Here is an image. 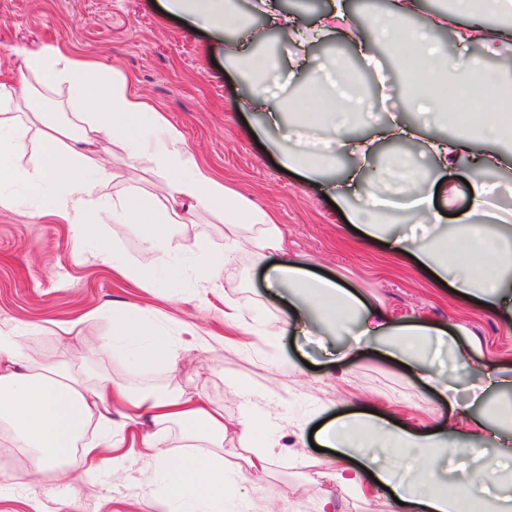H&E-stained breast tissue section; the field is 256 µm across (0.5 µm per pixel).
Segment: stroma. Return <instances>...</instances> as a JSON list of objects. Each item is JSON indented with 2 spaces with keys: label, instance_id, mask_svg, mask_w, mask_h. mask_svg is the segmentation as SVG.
Instances as JSON below:
<instances>
[{
  "label": "stroma",
  "instance_id": "1",
  "mask_svg": "<svg viewBox=\"0 0 512 512\" xmlns=\"http://www.w3.org/2000/svg\"><path fill=\"white\" fill-rule=\"evenodd\" d=\"M237 2L250 19L242 36L253 48L280 53L289 46L286 33L253 13V0ZM242 36L193 31L157 0H0V80L23 73L21 48L51 44L92 58L104 71L119 69L130 76L135 91L166 113L204 164L275 211L289 249L316 273L337 278L398 323L437 321L449 330L464 324L482 339L485 359L512 356V325L445 292L411 262L395 261L384 243L351 242L344 214L324 198L328 176L306 181L283 166V153L294 150L297 139L267 129L261 114L243 111L248 70L243 61L232 63L224 55L225 43ZM308 51L317 59L338 51L356 61L357 76L372 93L395 98L405 93L402 83L388 81L389 72L400 66L389 52L367 66L336 35ZM141 233L136 224H103L98 241L77 256L71 224L36 201L19 213L0 209V331L19 333L28 348L52 363L89 358L90 349L111 332L108 308L115 300L165 320L172 334L179 323L194 325L208 334L209 343L184 353L174 371L146 368L129 356L103 355L90 359V366L136 389L175 386L202 397L222 408L231 426L249 412L268 417L271 428L255 434L256 440L276 445L265 475L251 476L250 447L236 431L224 439L254 512H318L326 498L334 512H395L382 492L344 491L326 453L313 448L310 431L335 412L375 407L409 426L431 427L447 418L448 404L414 371L381 356L329 362L324 346L348 343L350 334L318 341L287 332L252 335V328L278 324L288 303L267 288L264 268L253 267L248 255L224 274L217 293L197 296L193 276H186L184 296L177 301L164 285L117 274L102 249L118 247L131 264L143 266ZM228 299L242 305L240 327L224 322ZM91 311L96 317L80 336L57 338L58 328ZM30 468L23 451L0 447V474L24 478L0 493V512H34L36 501L44 512H160L159 502L167 496L162 476L145 469L133 448L111 475L64 480L50 490Z\"/></svg>",
  "mask_w": 512,
  "mask_h": 512
}]
</instances>
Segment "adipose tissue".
I'll list each match as a JSON object with an SVG mask.
<instances>
[{"mask_svg": "<svg viewBox=\"0 0 512 512\" xmlns=\"http://www.w3.org/2000/svg\"><path fill=\"white\" fill-rule=\"evenodd\" d=\"M450 12L425 11L421 0H390L385 10L368 16L373 29L364 38L351 22L347 0H336L316 25L300 28L279 0H255L254 8L273 27L289 32L292 68L308 75L297 99L273 98L266 83L277 70L274 58L233 44L227 56L247 63L254 75L245 104L262 113L268 127L279 128L284 116L314 139L319 149L301 156L284 154L283 164L309 180L339 158L354 166L327 185L328 192L362 240L384 238L388 252L427 268L436 283L449 284L488 312L512 322V237L501 232L503 221L490 201L492 187L480 180L483 172L512 171V150L501 149L507 131L494 110L479 105L480 90L492 77L487 58L504 56L512 48V0H450ZM169 13L201 23L220 33L232 26L244 30L247 21L233 0H165ZM452 27L453 41L445 45L434 33ZM341 34L364 60L386 47L403 63L408 105L425 117L411 126L398 116L380 124L367 119L378 111V99L359 93L341 61H313L306 43ZM479 44L481 55L460 71H452L456 49ZM26 72L19 81L0 83V186L23 184L31 197L72 224L75 249L97 240V223L109 216L116 224L142 227V253L148 276L170 279L191 266L203 292L219 288L222 273L232 267L241 245H248L254 266L265 268L271 285L288 294V325L295 334L310 335L314 325L332 331L355 321L358 333L381 339L380 353L412 368L442 401L454 403L455 390L419 357L430 339H447L438 323L395 322L378 306L339 282L312 273L289 251L274 213L225 185L197 160L179 130L149 99L132 90L118 71L104 73L99 64L55 45L24 58ZM65 89L74 119L58 123L35 104L44 92ZM471 107L474 124L491 150L473 153L469 139L441 134L438 123L458 103ZM416 141L418 153L404 152L387 162L399 176L390 184L369 167L384 143ZM37 143L39 158L32 166L18 164V155ZM433 160L436 176L424 180L416 155ZM123 156L147 161L163 179L162 194L138 189L108 195L113 175L109 160ZM467 166L478 178L472 183L469 210L454 227L449 241L384 232L383 220L393 209L389 199H407V210L422 228L436 229L447 221L434 205L436 196L453 203L451 177ZM111 196V211L100 201ZM224 218V251L206 249L185 227L197 211ZM450 340L457 369L472 380L473 398L512 388V361L483 360L480 344L465 326ZM195 327L184 324L179 335L124 305L112 307V333L97 344L94 354H134L141 365L174 369L182 352L203 343ZM143 431V457L161 472L172 497L211 502L241 500L236 480L229 478L222 448L229 430L224 412L178 390L135 391L105 372H88L71 362L44 364L18 335L0 333V446L22 449L41 474L69 473L73 454H80L83 477L97 476L96 460L122 447L126 432ZM178 432L182 454L166 449L171 432ZM317 443L334 451L336 479L343 488L370 485L386 490L403 503V512H512V431L493 426L487 416L465 411L415 430L380 413L343 412L315 433ZM467 445L472 464L461 474L443 469L440 460L450 440Z\"/></svg>", "mask_w": 512, "mask_h": 512, "instance_id": "adipose-tissue-1", "label": "adipose tissue"}]
</instances>
